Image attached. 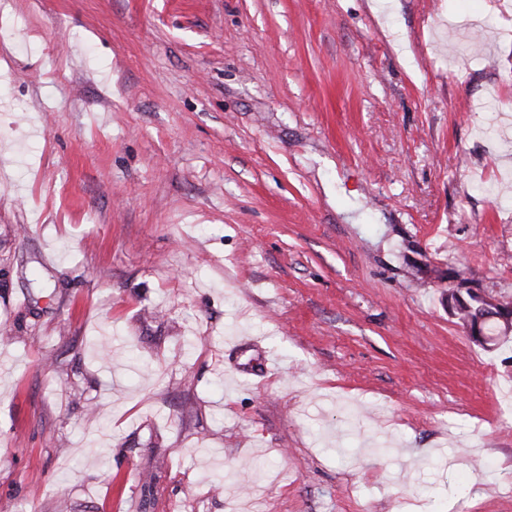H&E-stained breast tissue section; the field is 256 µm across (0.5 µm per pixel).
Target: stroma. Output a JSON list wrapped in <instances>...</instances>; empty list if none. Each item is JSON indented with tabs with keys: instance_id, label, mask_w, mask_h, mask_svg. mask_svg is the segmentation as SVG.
Returning a JSON list of instances; mask_svg holds the SVG:
<instances>
[{
	"instance_id": "1",
	"label": "stroma",
	"mask_w": 512,
	"mask_h": 512,
	"mask_svg": "<svg viewBox=\"0 0 512 512\" xmlns=\"http://www.w3.org/2000/svg\"><path fill=\"white\" fill-rule=\"evenodd\" d=\"M1 25L0 512H512V8ZM448 307L454 311L458 322L470 333L473 331L478 320L477 316L482 313V318L497 317V322L487 324L482 321L481 330L484 339L475 337L470 333L473 340L480 345L495 342L500 338L507 339L509 333H512V302L499 300L493 296H486L470 291L464 293L459 288L448 289ZM502 320V321H500ZM484 329L487 334H484Z\"/></svg>"
}]
</instances>
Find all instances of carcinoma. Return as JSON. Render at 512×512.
Instances as JSON below:
<instances>
[{
  "instance_id": "carcinoma-1",
  "label": "carcinoma",
  "mask_w": 512,
  "mask_h": 512,
  "mask_svg": "<svg viewBox=\"0 0 512 512\" xmlns=\"http://www.w3.org/2000/svg\"><path fill=\"white\" fill-rule=\"evenodd\" d=\"M448 307L454 311L458 322L468 331L474 330L477 316L497 317L491 324H481V329L487 330L485 338H474L480 345L495 342L500 338L506 339L512 333V302L499 300L457 288L448 289Z\"/></svg>"
}]
</instances>
